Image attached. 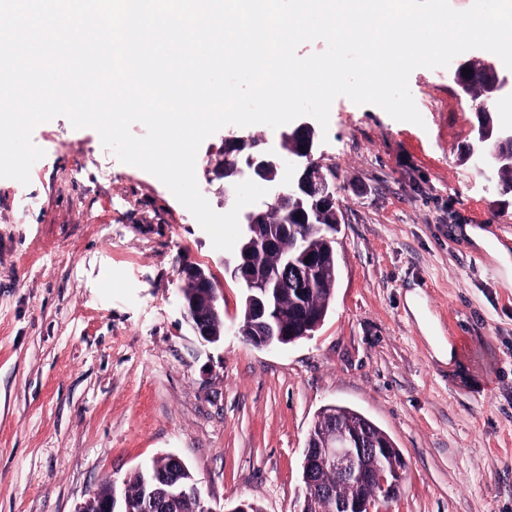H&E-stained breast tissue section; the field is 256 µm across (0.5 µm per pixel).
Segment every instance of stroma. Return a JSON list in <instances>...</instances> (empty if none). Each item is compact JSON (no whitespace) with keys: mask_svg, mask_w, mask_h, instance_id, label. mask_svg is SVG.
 Returning <instances> with one entry per match:
<instances>
[{"mask_svg":"<svg viewBox=\"0 0 512 512\" xmlns=\"http://www.w3.org/2000/svg\"><path fill=\"white\" fill-rule=\"evenodd\" d=\"M409 88L423 125L333 101L317 155L342 209L335 298L277 348L235 334L245 290L158 178L66 117L34 129L29 185L0 178V512H74L104 476L168 453L213 512H300L308 433L331 405L406 461L381 512H512V280L461 232L512 252V196L466 161L478 118L447 69H415ZM185 264L224 291L218 342L183 317Z\"/></svg>","mask_w":512,"mask_h":512,"instance_id":"stroma-1","label":"stroma"}]
</instances>
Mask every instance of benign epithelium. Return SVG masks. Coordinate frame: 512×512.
<instances>
[{
	"label": "benign epithelium",
	"mask_w": 512,
	"mask_h": 512,
	"mask_svg": "<svg viewBox=\"0 0 512 512\" xmlns=\"http://www.w3.org/2000/svg\"><path fill=\"white\" fill-rule=\"evenodd\" d=\"M485 67L494 78L482 87L473 88L465 81L463 68ZM460 93L467 99L474 112L487 111V104L512 98V70L481 55L459 59L449 71ZM497 136L503 151L493 154V176L501 175L499 164L512 171V127L499 126L496 133L484 135L488 139ZM316 123L309 116L292 121L274 141L259 147L256 137L249 133H230L224 137V148L216 157L208 159L206 170L216 178L227 177L224 185V201L235 197L234 186L244 180H261L268 186L264 199L242 213L241 236L235 257L222 259L224 273L245 286L247 311L252 333L247 342L259 348H272V338L286 343L291 337L281 333L278 314L272 310L269 290L281 289L291 284L296 287V296H303V286L321 279L323 269L315 258L304 251L296 258H287L280 268L268 272L261 268L258 254L277 247L280 236L289 232L288 213H300L299 223L319 224L321 229L332 232L340 220V203L336 198V182L322 172L315 158L317 149ZM466 155L479 172H485L488 160L482 142L469 145ZM181 281L179 297L183 316L195 336L201 341L214 343L219 336L212 333L209 322L224 320V293L214 286V281L204 269L196 265H184L178 273ZM200 289L205 298L203 307L189 305L186 284ZM329 436L315 437L306 446L303 460L304 502L306 505L322 497L330 503V512H372V508L391 499L400 490L405 470L404 458L390 467L386 458L394 455L388 443L378 444L365 429L354 433L336 424H330ZM330 465L342 472L356 489L349 496L339 495L335 489L320 484L316 479L317 467ZM187 468L186 463L175 454L165 455L164 464L151 469L152 494L169 501L186 502L191 512H215L205 505L196 480L189 483L176 479L169 469ZM107 491L95 492L81 503L75 512H135V507L117 493L116 481L104 479Z\"/></svg>",
	"instance_id": "7a95c632"
}]
</instances>
